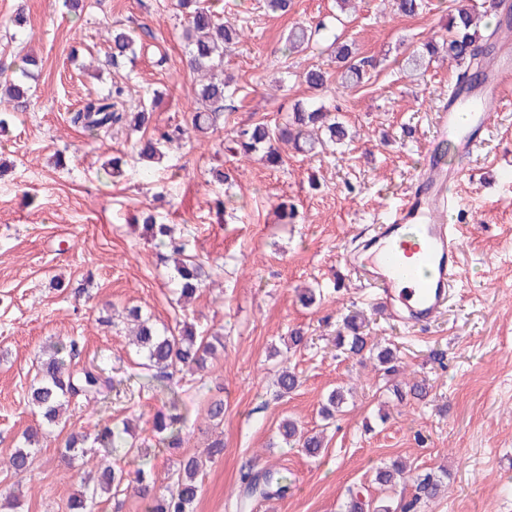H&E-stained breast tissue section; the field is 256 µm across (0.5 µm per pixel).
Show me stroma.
<instances>
[{
    "label": "stroma",
    "mask_w": 512,
    "mask_h": 512,
    "mask_svg": "<svg viewBox=\"0 0 512 512\" xmlns=\"http://www.w3.org/2000/svg\"><path fill=\"white\" fill-rule=\"evenodd\" d=\"M62 2L0 0V55L28 45L42 61L30 107L0 132L7 165L0 174V493L19 491L15 512H68L81 480L104 463L147 464L165 492L185 454L202 458L195 512H339L348 489L380 497L374 470L396 458L418 473L448 470L445 495L417 512H512V176L502 168L512 161V104L501 107L466 174L450 187L465 204L453 217L467 226L463 278L431 326L393 321L345 264L347 250L408 193L432 140L458 68L435 63L415 79L401 61L445 35L452 0H428L414 17L398 14L393 0H355L343 37L373 62L359 89L343 84L320 47L285 50L293 24L331 21L336 0H295L283 16L268 12L264 0H208L244 32L224 56L237 103L225 105L213 135L170 147L149 178L134 168L106 175L112 156L131 154L130 141L119 132L90 136L69 114L118 83L129 98L154 102L156 125L190 122L199 80L187 67L177 0H86L76 12ZM20 7L23 29L11 23ZM115 27L133 28L143 45L133 67L105 64ZM314 66L329 74L319 91L302 78ZM311 100L338 113L354 141L314 156L286 150L277 168L223 149L234 129L281 123L295 103ZM60 155L62 167L55 164ZM214 166L223 167L228 185L212 180ZM226 192L232 207L219 219L213 202ZM281 202L294 207V223H277ZM147 208L167 215L187 254L204 265L205 286L188 305L178 302L164 248L132 220ZM303 288L314 290L313 305L301 304ZM132 307L160 327L191 323L198 335L222 337L224 347L206 371L155 379L123 321ZM353 314L371 342L396 348L398 375L337 348L343 319ZM294 328L306 332L308 345L283 353ZM72 340L79 346L73 367L100 366L116 388L72 402L28 476L17 477L6 462L36 423L27 393L37 357L49 344ZM282 365L294 367L301 384L279 398L272 382ZM413 378L425 382L426 398L397 400L393 384ZM337 387L350 395L327 425L319 410ZM174 394L186 417L180 450L165 448L153 430ZM215 400L224 403V453L210 459L203 451L216 429L206 410ZM286 417L324 430L319 458L281 441L277 428ZM126 419L134 454L96 448L75 467L62 461L69 434L92 437ZM250 470L287 472L288 493L247 494L243 475Z\"/></svg>",
    "instance_id": "1"
}]
</instances>
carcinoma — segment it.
Instances as JSON below:
<instances>
[{
	"label": "carcinoma",
	"mask_w": 512,
	"mask_h": 512,
	"mask_svg": "<svg viewBox=\"0 0 512 512\" xmlns=\"http://www.w3.org/2000/svg\"><path fill=\"white\" fill-rule=\"evenodd\" d=\"M178 6L185 16L183 38L186 54L192 73L224 71V52L240 42V34L224 24L218 12L210 6H203L200 0H178ZM343 19L335 17V23L327 25L319 22L315 26L295 25L288 30L285 50L298 51L309 47L320 37L326 49L335 53L336 63L342 81L349 87H357L364 82L367 74L365 67L369 60L358 59L352 44L341 40L336 27ZM503 21L496 18L492 26L484 31L473 28V18L465 0L455 5L447 32L448 36L437 43L433 40L422 44L421 49L405 57V68L413 75H420L428 69L438 50L443 48L448 59L458 66L469 68V82L479 83L483 78L481 59L484 53L496 45V34L502 28ZM110 41L112 52L109 63L116 67L123 60H133L137 56V40L134 32L126 29L112 30ZM40 61L29 54L19 60L6 63L0 60V129L8 124L7 117L23 111L30 98L31 86L28 81L37 77ZM198 97L205 103V109L197 111L191 118V127L180 124L164 128L152 126L153 112L143 106L136 112L123 108L125 87L117 84L106 94L84 101L71 112L70 121L91 133L107 134L114 128H124L129 133H139L149 127L153 133L149 137L141 136L134 144L138 159L148 164L163 158L162 148L174 141H181L190 133L206 135L217 130L224 114V100L233 96L229 82L210 81L199 86ZM347 137V129L339 116L328 111L325 106L313 104H295L283 123L271 126L265 122H256L239 127L234 131L233 142L239 151L248 156L258 154L272 167L282 164L279 144H288L298 153L315 155L317 148L329 140L341 144ZM140 223L149 240L170 250L174 256V279L183 297H190L202 287L205 272L196 258L185 255V243L173 235L171 225L157 213L144 212ZM128 316L138 323L137 348L143 356L145 365L162 378H170L176 373L202 372L207 362L217 351L221 343L218 336L207 340L196 335L191 325H184L178 332L159 329L150 318L142 316L141 309L131 308ZM358 316L344 318L346 333L336 337V346L351 355L373 353L367 337L360 332ZM71 351L67 347H55L54 351L39 358L37 382L28 393V402L36 409L41 424L46 427L62 422L69 404L78 397H89L101 391L106 380L102 371L95 368L74 369L71 364ZM378 366L384 373L397 372V355L390 347L376 352ZM300 384L298 374L291 368L282 367L276 379V395L284 396L294 392ZM345 398L341 390H333L323 405L320 414L330 420L342 411ZM185 418L177 401H172L167 411L154 418V431L162 436L168 448H180L183 445ZM41 428H32L23 434V441L17 445L9 457V466L13 473L22 478L30 471L35 455L39 451ZM127 428L104 425L94 443L117 452L133 448L126 438ZM279 435L289 445H296L310 458L320 455L324 447L323 437L314 432L303 433L296 422L285 420L279 426ZM87 437L82 434H70L64 446L63 457L74 461L85 456ZM410 467L394 461L375 470L373 481L385 491L393 490L401 481L409 477ZM448 471L440 469L438 473L419 475L414 480L413 498L401 507V512H413L422 501L437 499L445 488ZM203 478L197 458L190 455L179 461L176 479L168 495L158 497L155 492L153 473L144 468L126 470L113 465L100 470L96 476L82 481L68 502L69 512H94L97 500L104 494L121 487L132 486L138 497L145 502V512H194V505L201 492ZM276 488L281 493L288 488V477L280 472H263L247 478V488L253 492H264V488ZM341 512H393L391 501L382 500L373 505L362 499L357 493H349L341 505Z\"/></svg>",
	"instance_id": "obj_1"
}]
</instances>
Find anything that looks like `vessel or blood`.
I'll list each match as a JSON object with an SVG mask.
<instances>
[{"label":"vessel or blood","instance_id":"obj_1","mask_svg":"<svg viewBox=\"0 0 512 512\" xmlns=\"http://www.w3.org/2000/svg\"><path fill=\"white\" fill-rule=\"evenodd\" d=\"M511 101L512 46L500 43L486 64L482 85L456 86L441 104L413 187L388 219L374 225L365 255L345 257L391 316L405 326L431 324L447 308L462 275V227L450 220L462 203L449 196L448 189L463 172L448 166L440 149L447 144L457 154H472L495 126L499 107Z\"/></svg>","mask_w":512,"mask_h":512}]
</instances>
